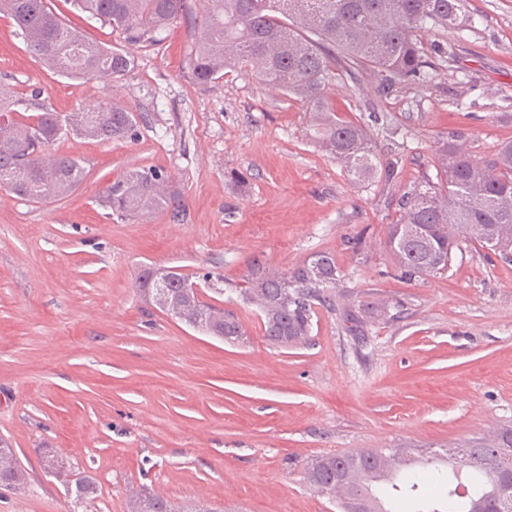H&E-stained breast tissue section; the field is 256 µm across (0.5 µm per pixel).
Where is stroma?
<instances>
[{"label":"stroma","instance_id":"obj_1","mask_svg":"<svg viewBox=\"0 0 512 512\" xmlns=\"http://www.w3.org/2000/svg\"><path fill=\"white\" fill-rule=\"evenodd\" d=\"M50 6L86 39L121 45L70 0ZM464 10L462 28L422 33L428 82L388 99L363 71L333 83L335 111L381 116L378 152L397 163L392 180L365 186L311 142L293 97L244 73L190 80L202 0L117 80L46 70L0 16V96L39 87L63 114L116 102L141 117L132 142H58L87 172L68 197L0 190V441L28 475L25 488L0 486V512H127L142 487L177 506L336 512L304 479L315 457L393 448L408 474L512 426V261L467 242L446 273L407 279L386 253L401 195L436 174V140L476 157L512 140V0ZM137 167L165 172L182 217L108 213L107 186ZM320 251L344 273L337 305L383 300L389 318L360 345L320 307L307 344H270L233 286L254 263L284 271ZM151 264L211 273L201 297L236 312L244 339L225 343L146 302L134 278ZM49 457L95 478L97 499L75 505Z\"/></svg>","mask_w":512,"mask_h":512}]
</instances>
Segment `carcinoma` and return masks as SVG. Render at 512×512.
<instances>
[{
    "label": "carcinoma",
    "instance_id": "1",
    "mask_svg": "<svg viewBox=\"0 0 512 512\" xmlns=\"http://www.w3.org/2000/svg\"><path fill=\"white\" fill-rule=\"evenodd\" d=\"M73 7L117 29L126 45L161 41L160 35L184 11V0H71ZM463 0H205L201 31L190 60V78L213 83L226 70L252 72L281 89L309 112L310 138L335 159L357 185L394 174L381 164L371 126L333 112L328 86L332 64L342 59L371 72L375 94L387 99L407 84L431 77L420 47V33L454 29L463 23ZM0 14L11 18L32 56L53 72L69 78L104 74L119 79L135 65L133 52L92 43L63 22L47 0H0ZM34 88L13 101H0V189L32 202L67 195L85 179L80 160L52 149L64 135L110 142L138 135L133 112L114 103L98 104L64 116L40 102ZM436 180L405 193L397 223L387 225V249L404 276H436L448 271L453 250L467 237L479 246L493 243L512 257V141L475 159L454 140L437 142ZM168 178L153 168H133L105 191L106 206L119 217L140 218L185 211L180 197L166 188ZM189 276L176 267L143 270L139 291L160 310L210 336L235 342L244 336L236 314L200 299L184 287ZM341 270L329 252H318L281 272L260 264L251 267L245 286L235 289L243 304L261 320L264 337L279 346L303 344L313 330L315 307L336 310L333 289ZM385 302L360 301L346 313L349 332L361 333L371 320H384ZM0 484L22 486L26 474L14 450L1 447ZM391 458L382 450L333 453L313 459L304 472L317 494L344 477L355 495L372 503V512H495L501 482L512 472V428L470 448L448 449L450 471L426 470L404 480L401 466H382ZM55 476L72 486L74 501L88 503L97 495L88 477ZM448 488L440 506L424 510L420 487ZM129 512H176L167 498L147 489L129 500Z\"/></svg>",
    "mask_w": 512,
    "mask_h": 512
}]
</instances>
